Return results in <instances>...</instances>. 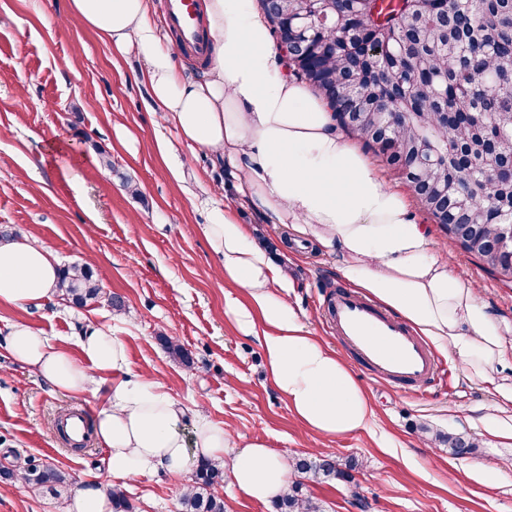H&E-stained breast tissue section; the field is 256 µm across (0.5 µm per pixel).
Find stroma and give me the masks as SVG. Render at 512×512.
<instances>
[{"label":"stroma","instance_id":"stroma-1","mask_svg":"<svg viewBox=\"0 0 512 512\" xmlns=\"http://www.w3.org/2000/svg\"><path fill=\"white\" fill-rule=\"evenodd\" d=\"M136 55L69 14L68 0H0V231L48 247L60 266L91 264L101 278L96 300L76 307L53 297L43 307L0 303V459L17 456L107 481L105 451L62 444L54 422L62 411L95 412L103 398L51 387L16 362L3 343L15 323H27L79 357L77 338L94 324L121 336L130 368L158 381L186 408L202 405L212 423L244 439L266 441L288 459L333 456L352 463L351 482L297 480L323 512H512V447L472 423L476 409L512 416V403L493 385L471 378L438 355L440 374L424 394L356 370L375 418L369 429L324 439L306 428L273 386L259 337L244 335L226 305L242 290L214 276L216 259L200 232L212 208L235 194L223 166L183 141L154 111L134 79ZM106 151L111 167L101 166ZM179 165L183 182L168 174ZM454 270L474 281L512 337V283L488 273L463 252L422 208H415ZM238 220L288 282L287 296L309 328L334 350L325 300L343 280L336 259L316 241L294 237L249 207ZM120 307H113L112 299ZM180 344L190 364L172 357ZM471 443L451 454L447 436ZM486 477L468 478L473 467ZM194 469L126 481L131 512H179ZM69 495L0 478V512H67Z\"/></svg>","mask_w":512,"mask_h":512}]
</instances>
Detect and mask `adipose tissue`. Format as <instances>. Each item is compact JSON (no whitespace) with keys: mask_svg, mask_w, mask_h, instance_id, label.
Masks as SVG:
<instances>
[{"mask_svg":"<svg viewBox=\"0 0 512 512\" xmlns=\"http://www.w3.org/2000/svg\"><path fill=\"white\" fill-rule=\"evenodd\" d=\"M69 10L122 55L143 61L137 74L156 112L179 136L223 164L237 197L200 230L226 281L246 302L229 306L247 334L261 333L266 367L294 415L332 438L365 429L368 394L337 351L302 321L285 294L282 274L236 219L249 205L274 224L316 240L336 258L343 279L397 313L470 377L494 381L512 369V340L475 286L452 270L406 194L387 184L337 123L328 102L290 76L269 21L255 0H203L210 62L199 80L178 73L151 22V0H69ZM60 266L45 246L15 237L0 242V303L38 306L57 293ZM11 355L56 389L96 393L106 401L95 434L106 450L109 484L79 480L71 512H113L118 482L158 471L183 473L190 458L219 463L243 496L265 502L285 493L289 461L264 441L234 440L202 408H186L162 385L132 374L121 337L102 329L78 338L73 359L24 323L5 338ZM195 419V440L180 426Z\"/></svg>","mask_w":512,"mask_h":512,"instance_id":"obj_1","label":"adipose tissue"}]
</instances>
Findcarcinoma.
Wrapping results in <instances>:
<instances>
[{"label":"carcinoma","mask_w":512,"mask_h":512,"mask_svg":"<svg viewBox=\"0 0 512 512\" xmlns=\"http://www.w3.org/2000/svg\"><path fill=\"white\" fill-rule=\"evenodd\" d=\"M272 34L303 17L310 35L293 74L322 96L333 93L339 125L356 135L394 171L425 142L448 152V180L425 164L410 172L416 198L434 221L476 224L477 237L460 248L493 274L512 273V249L491 257L484 238L512 224V94L498 90L512 63V0H278L265 11ZM382 112H404L396 124ZM476 186L461 203L454 183ZM101 285L87 266L62 269L58 296L77 307L98 297ZM297 472L315 479H344L330 456L299 459ZM29 484L58 493L61 470L24 461ZM223 469L203 460L181 498L182 512H224L211 492ZM276 512H320L294 483L275 502Z\"/></svg>","instance_id":"carcinoma-1"}]
</instances>
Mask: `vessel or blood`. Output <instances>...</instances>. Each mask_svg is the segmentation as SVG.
<instances>
[{
    "instance_id": "vessel-or-blood-1",
    "label": "vessel or blood",
    "mask_w": 512,
    "mask_h": 512,
    "mask_svg": "<svg viewBox=\"0 0 512 512\" xmlns=\"http://www.w3.org/2000/svg\"><path fill=\"white\" fill-rule=\"evenodd\" d=\"M166 22L179 31L183 51L208 56L192 0H167ZM325 315L363 367L401 388L422 390L434 381L437 364L431 349L367 297L338 288L326 302Z\"/></svg>"
}]
</instances>
